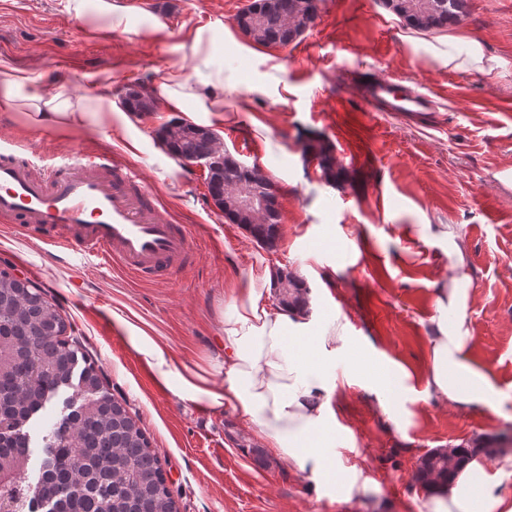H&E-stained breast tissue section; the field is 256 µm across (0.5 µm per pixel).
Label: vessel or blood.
I'll return each instance as SVG.
<instances>
[{
	"instance_id": "1",
	"label": "vessel or blood",
	"mask_w": 512,
	"mask_h": 512,
	"mask_svg": "<svg viewBox=\"0 0 512 512\" xmlns=\"http://www.w3.org/2000/svg\"><path fill=\"white\" fill-rule=\"evenodd\" d=\"M366 95L378 107L406 99L389 79L375 76ZM162 206L137 169L108 155L77 149L41 167L12 140H0V221L41 239L61 260L80 254L137 281L174 278L196 260L198 247Z\"/></svg>"
}]
</instances>
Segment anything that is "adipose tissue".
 Instances as JSON below:
<instances>
[{
    "instance_id": "adipose-tissue-1",
    "label": "adipose tissue",
    "mask_w": 512,
    "mask_h": 512,
    "mask_svg": "<svg viewBox=\"0 0 512 512\" xmlns=\"http://www.w3.org/2000/svg\"><path fill=\"white\" fill-rule=\"evenodd\" d=\"M213 42L205 28L196 29L183 48L199 60V67L187 73L174 66L154 79L172 109L192 104L195 120L208 126L224 123V97L239 91L235 78L212 63ZM432 52L455 70L474 68L489 73L500 65L498 58L486 55L482 43L463 30L449 33ZM0 105L26 115L30 125L52 132L83 129L92 118L105 126L131 125L128 113L115 105L110 86H101L90 96L80 95L65 81L48 87L29 71L3 61ZM423 231L424 240L441 246L448 257V274L438 282L429 324L426 390L459 409L479 405L496 409V376L474 359L471 350L474 336L467 309L473 281L464 233L451 224H427ZM131 343L137 354L156 367L163 381L172 382L175 395L232 408L289 465L317 479L325 475L327 449L336 441L331 401L337 385L328 367L350 344L341 318L313 327L303 309L275 303L271 276L248 278L224 315L220 341L224 383L220 386L202 369L187 366L175 371L150 337L135 336ZM408 377L405 367L396 362L367 377L376 408L400 429L405 422L398 405ZM428 508L429 512H512V499L500 493L484 460L475 459L454 481L432 487Z\"/></svg>"
}]
</instances>
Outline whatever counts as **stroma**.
I'll list each match as a JSON object with an SVG mask.
<instances>
[{"mask_svg":"<svg viewBox=\"0 0 512 512\" xmlns=\"http://www.w3.org/2000/svg\"><path fill=\"white\" fill-rule=\"evenodd\" d=\"M125 2L157 15L164 31L88 25L68 13L66 0H0V59L49 85L65 79L79 94L105 83L149 90L166 65L192 71L194 59L178 47L197 27H210L226 72L241 85L267 86L247 112L237 97L225 98L233 119L217 134L237 160L257 165L276 184L277 243L259 248L226 220L201 168L184 164L174 181L162 180L166 154L155 131L174 117L166 103L149 118H134L129 132L92 125L52 134L0 109V138H21L22 154L37 165L82 147L111 151L137 168L200 245L196 262L176 278L135 283L93 259L62 262L49 246L0 223V267L38 282L83 337L106 391L125 398L150 435L179 512H427L430 492L414 481L427 451L512 429V189L497 178L512 169V0H468L460 23L501 61L494 76L448 68L429 51L447 29L413 28L381 0H321L314 26L283 47L256 43L236 25L248 0ZM366 75L426 93L437 108L423 117L373 111L361 95ZM132 135L143 143L134 156L125 149ZM314 139L332 146L347 183L326 180L317 160L304 155ZM250 141L256 151L244 152ZM413 224L465 227L473 353L496 375L497 410H459L425 392L433 283L447 274L448 258L439 245L404 235ZM267 270L304 281L313 326L338 314L347 320L359 374L332 399L342 430L330 454L357 466L370 485L351 499L272 451L256 461L262 441L231 408L197 420L195 403L171 393L129 343L133 326L176 365L202 368L222 383L224 312L241 280ZM78 277L85 282L80 291L71 286ZM392 361L411 374L401 397L409 415L402 431L364 386V373Z\"/></svg>","mask_w":512,"mask_h":512,"instance_id":"obj_1","label":"stroma"}]
</instances>
